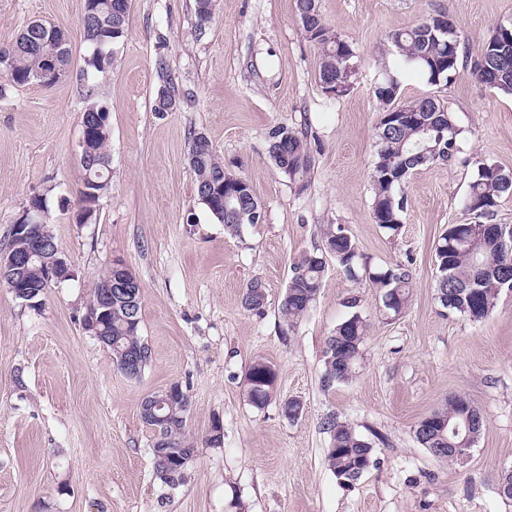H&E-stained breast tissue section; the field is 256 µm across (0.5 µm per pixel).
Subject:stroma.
I'll return each mask as SVG.
<instances>
[{"mask_svg": "<svg viewBox=\"0 0 512 512\" xmlns=\"http://www.w3.org/2000/svg\"><path fill=\"white\" fill-rule=\"evenodd\" d=\"M320 12L359 57L351 92L327 96L320 50L306 38L294 0H216L198 29L195 0H131L128 35L106 72L87 65L84 0H0V41L30 22L63 29L69 74L54 86L0 93V253L31 199L74 271L31 309L0 286V512H512L499 496L512 469V290L479 321L444 309L434 244L449 225L475 218L464 202L477 168L512 170V96L479 84L471 61L512 0H319ZM443 12L460 36L450 81L434 85L397 55L390 36ZM399 82L401 100L437 99L463 134L454 161L413 173L403 226L376 224L371 173L383 106L375 85ZM168 112L154 109L164 84ZM109 111L110 186L97 216L79 223L84 189L81 118ZM280 126L306 136L315 165L298 190L268 156ZM208 137L227 171L251 184L262 223L225 231L200 203L188 161L192 133ZM344 227L363 261L401 265L411 301L393 320L365 277L328 262L320 295L295 328L278 305L298 257L322 244L323 225ZM122 258L142 284L141 335L151 360L130 379L83 321L93 286ZM263 313L245 310L252 280ZM358 297L368 323L356 376L325 388L327 336ZM257 360L277 372V399L256 409L245 377ZM181 384L195 444L185 478H155L142 400ZM483 416L469 455L441 461L415 437L419 421L450 395ZM303 404L286 419L281 400ZM374 443V463L354 486L328 469L327 417ZM221 444L207 441L213 421ZM267 303L266 287L261 280L255 279L251 281L245 288L241 304L247 311L260 312Z\"/></svg>", "mask_w": 512, "mask_h": 512, "instance_id": "obj_1", "label": "stroma"}]
</instances>
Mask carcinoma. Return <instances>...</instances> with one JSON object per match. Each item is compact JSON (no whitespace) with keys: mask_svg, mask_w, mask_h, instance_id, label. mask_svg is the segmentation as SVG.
Segmentation results:
<instances>
[{"mask_svg":"<svg viewBox=\"0 0 512 512\" xmlns=\"http://www.w3.org/2000/svg\"><path fill=\"white\" fill-rule=\"evenodd\" d=\"M111 0H95L97 15L87 25H82L84 37L100 40L104 48L119 44L127 36L128 20L112 15ZM213 0H196V18L199 27L212 19ZM439 12L425 21L394 32L391 42L398 54L415 64L431 84L450 79L459 60L460 39L457 30L446 33L439 30ZM309 41L321 49L319 68L320 83L334 82L347 95L353 87L358 68L357 55L349 43L336 36L326 24L319 8L313 17L301 22ZM31 29H24L11 47L14 76L8 79L12 86L38 85L37 74L43 69L42 57L33 46ZM471 70L482 84L512 95V35L495 28L482 42L473 60ZM389 94H380L383 110L395 107L409 114V119L397 126L382 122L379 126L378 148L372 172L374 221L381 227L396 232L401 227L406 200L399 194L400 179L408 178L414 171L438 163H449L459 152L462 129L450 112L431 97L399 102V85L393 77L380 82ZM269 156L279 172L291 184L303 191L314 169V157L304 136L278 127L269 135ZM110 125L100 129L93 141L96 162L85 169V175L96 181L108 180L111 155L108 150ZM189 162L193 163L196 184L215 191L209 201L202 202L211 216L224 225L225 230L238 234L243 224L237 221L235 211L239 200H222L224 192V162L212 150L208 139L201 133L191 137L188 146ZM512 195V173L496 164H481L469 185L465 208L479 217L492 220L499 199ZM333 259L346 274L357 278L359 253L353 239L339 225H328L323 230L322 247L303 254L293 264L292 276L279 304V312L293 328L316 302L322 287L328 260ZM434 259L437 270V293L452 300L448 309L479 321L494 309L500 290L494 285L512 283V226L502 225L496 236L476 237L472 225L452 224L435 242ZM368 280L381 292L382 311L391 316L402 313L410 299L411 275L400 265L367 268ZM267 303L266 287L255 279L245 288L241 304L248 311L260 312ZM348 315L327 337L324 350V386L345 383L356 374L363 359V344L367 323L358 311V299L346 300ZM141 289L125 300H112V315L104 318L105 345L112 351L114 364H119L125 350H132L140 360V370L147 367L151 351L142 339ZM276 370L267 362H253L246 373L245 397L257 408H265L276 391ZM178 395L156 410L165 417L157 429L146 422L154 435L152 444L153 471L156 479L167 487L178 485L195 453V446L185 440L183 428L189 398L181 385ZM481 419L479 410L464 396L451 395L444 404L424 417L415 429L419 444L428 448H452L459 444L465 432H453L454 427L464 428L466 419ZM330 444L325 456L329 469L344 485L358 481L373 464V442L346 424L334 419L325 427Z\"/></svg>","mask_w":512,"mask_h":512,"instance_id":"obj_1","label":"carcinoma"}]
</instances>
